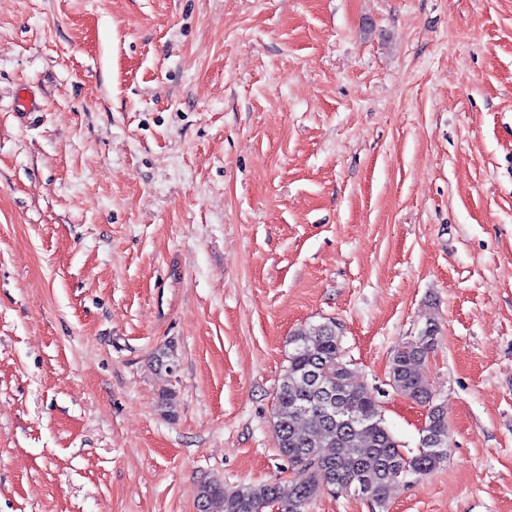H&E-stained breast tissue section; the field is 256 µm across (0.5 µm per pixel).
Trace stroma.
Wrapping results in <instances>:
<instances>
[{
	"mask_svg": "<svg viewBox=\"0 0 512 512\" xmlns=\"http://www.w3.org/2000/svg\"><path fill=\"white\" fill-rule=\"evenodd\" d=\"M328 318L411 455L389 363L438 325L450 452L308 512H512V0H0V512L289 492Z\"/></svg>",
	"mask_w": 512,
	"mask_h": 512,
	"instance_id": "stroma-1",
	"label": "stroma"
}]
</instances>
